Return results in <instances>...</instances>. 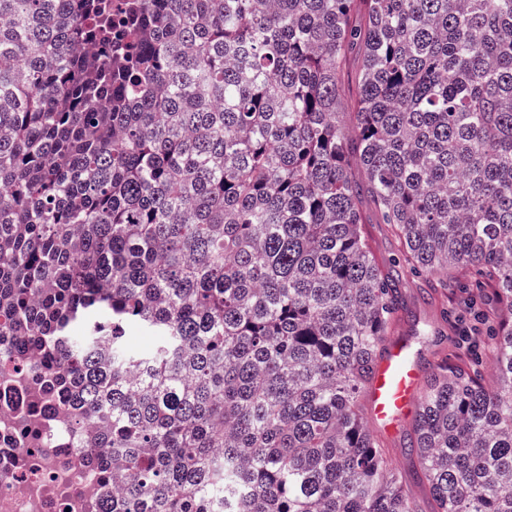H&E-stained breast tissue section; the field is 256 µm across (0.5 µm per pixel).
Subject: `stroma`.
<instances>
[{"mask_svg":"<svg viewBox=\"0 0 512 512\" xmlns=\"http://www.w3.org/2000/svg\"><path fill=\"white\" fill-rule=\"evenodd\" d=\"M364 229L379 262L395 267L394 275L404 303L395 333L414 340L421 370L430 372L445 357L475 371L485 381H494L491 333L507 314L500 310L493 288L478 284L471 269L461 268L456 272L458 286L449 292L443 304L425 300L418 289V274L398 262L399 241L390 228L378 223L376 215L371 213ZM462 322L473 328L469 337L459 334L458 325Z\"/></svg>","mask_w":512,"mask_h":512,"instance_id":"obj_1","label":"stroma"}]
</instances>
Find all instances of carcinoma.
<instances>
[{
  "instance_id": "cac0c4a2",
  "label": "carcinoma",
  "mask_w": 512,
  "mask_h": 512,
  "mask_svg": "<svg viewBox=\"0 0 512 512\" xmlns=\"http://www.w3.org/2000/svg\"><path fill=\"white\" fill-rule=\"evenodd\" d=\"M366 198L425 291L512 312V0H0V364L98 426L101 512H422L365 418ZM492 356L427 378L430 512H512L511 321ZM361 60L356 52H351L340 72V82L346 97L354 101L357 96V76Z\"/></svg>"
}]
</instances>
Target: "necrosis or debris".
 <instances>
[{
    "instance_id": "obj_1",
    "label": "necrosis or debris",
    "mask_w": 512,
    "mask_h": 512,
    "mask_svg": "<svg viewBox=\"0 0 512 512\" xmlns=\"http://www.w3.org/2000/svg\"><path fill=\"white\" fill-rule=\"evenodd\" d=\"M38 365L31 357L23 375L0 372V512H98L107 486L99 466L78 449L86 429L45 413L32 444L19 424Z\"/></svg>"
}]
</instances>
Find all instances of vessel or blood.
<instances>
[{"mask_svg":"<svg viewBox=\"0 0 512 512\" xmlns=\"http://www.w3.org/2000/svg\"><path fill=\"white\" fill-rule=\"evenodd\" d=\"M421 389L416 349L405 337L393 338L378 359L368 386L369 419L377 432L397 433Z\"/></svg>","mask_w":512,"mask_h":512,"instance_id":"1","label":"vessel or blood"}]
</instances>
